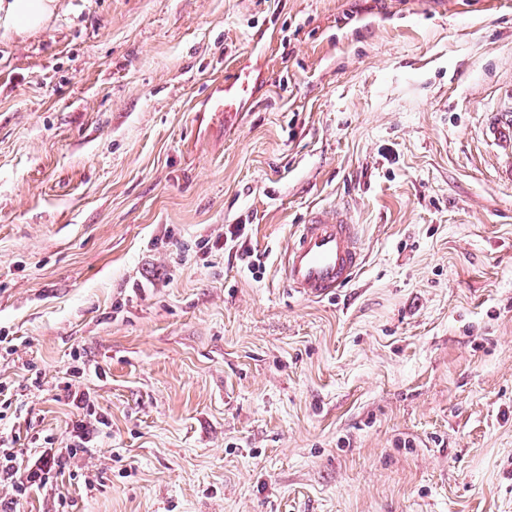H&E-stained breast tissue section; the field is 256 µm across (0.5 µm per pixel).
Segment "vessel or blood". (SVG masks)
I'll return each instance as SVG.
<instances>
[{"mask_svg": "<svg viewBox=\"0 0 512 512\" xmlns=\"http://www.w3.org/2000/svg\"><path fill=\"white\" fill-rule=\"evenodd\" d=\"M256 81L243 65L219 83L208 101V109L227 116L242 111L255 93ZM484 135L505 159L503 177L512 183V112L489 114ZM363 263L356 224L347 211L314 212L298 225L285 248L282 278L286 286L309 300L335 298L359 272Z\"/></svg>", "mask_w": 512, "mask_h": 512, "instance_id": "vessel-or-blood-1", "label": "vessel or blood"}]
</instances>
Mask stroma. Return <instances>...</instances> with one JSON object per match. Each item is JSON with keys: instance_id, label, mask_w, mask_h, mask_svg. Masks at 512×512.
<instances>
[{"instance_id": "35a3bbf8", "label": "stroma", "mask_w": 512, "mask_h": 512, "mask_svg": "<svg viewBox=\"0 0 512 512\" xmlns=\"http://www.w3.org/2000/svg\"><path fill=\"white\" fill-rule=\"evenodd\" d=\"M240 61L255 100L202 111ZM511 85L512 0H57L0 35V435L107 422L79 480L0 503L512 512V186L480 134ZM335 208L364 264L306 300L279 259Z\"/></svg>"}]
</instances>
